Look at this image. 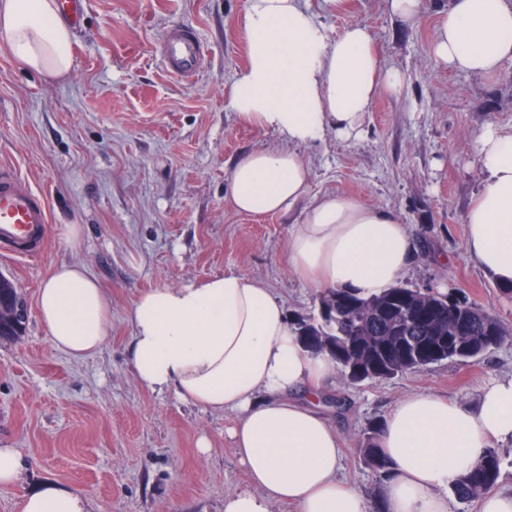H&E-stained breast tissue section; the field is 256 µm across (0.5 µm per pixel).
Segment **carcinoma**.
<instances>
[{
	"label": "carcinoma",
	"instance_id": "carcinoma-1",
	"mask_svg": "<svg viewBox=\"0 0 512 512\" xmlns=\"http://www.w3.org/2000/svg\"><path fill=\"white\" fill-rule=\"evenodd\" d=\"M332 294L331 290L323 292L318 313L302 317L292 326L312 353L334 337H362L367 347L389 363V369L367 375V381L423 371L443 361L474 362L512 335L498 316L451 291L397 285L385 293L362 297L341 290L339 295L345 301L334 309L330 308ZM380 426L379 422L368 425L359 455L382 483L390 466L378 448ZM501 465L499 452L485 449L480 462L451 485L454 496L464 504L480 499L496 485Z\"/></svg>",
	"mask_w": 512,
	"mask_h": 512
}]
</instances>
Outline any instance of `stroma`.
<instances>
[{
    "instance_id": "stroma-1",
    "label": "stroma",
    "mask_w": 512,
    "mask_h": 512,
    "mask_svg": "<svg viewBox=\"0 0 512 512\" xmlns=\"http://www.w3.org/2000/svg\"><path fill=\"white\" fill-rule=\"evenodd\" d=\"M86 3L66 75L25 71L0 44V164L51 208L41 256L0 253V275L14 280L28 306L22 334L0 337V448L23 459L17 479L0 486V512H20L46 481L81 492L92 512H224L225 494L249 486L230 436L238 414L142 387L129 358L130 311L141 291L236 272L270 288L288 318L316 313L319 291L288 264V240L306 206L246 215L227 197L234 162L278 141L229 103L247 61L248 0ZM305 5L329 37L365 26L384 64L403 76L398 94L378 91L357 135L330 131L301 147L309 200L340 194L392 211L415 244L400 284L456 289L512 325V295L470 258L465 224L483 183L479 134L489 126L512 131V61L492 77L439 64L432 43L450 0H419L411 22L390 0ZM181 24L194 26L208 49L192 83L163 62V38ZM61 224L81 225L79 248L60 241ZM62 262L92 271L110 299L111 336L82 360L54 347L37 312V291ZM509 376L512 340L469 365L445 361L358 386L333 374L315 407L340 438L339 479L377 512L382 486L358 453L369 423L407 394L470 405L482 387ZM336 396L345 400L339 411L328 403Z\"/></svg>"
}]
</instances>
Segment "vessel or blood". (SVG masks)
<instances>
[{
	"label": "vessel or blood",
	"mask_w": 512,
	"mask_h": 512,
	"mask_svg": "<svg viewBox=\"0 0 512 512\" xmlns=\"http://www.w3.org/2000/svg\"><path fill=\"white\" fill-rule=\"evenodd\" d=\"M167 71L193 82L204 67L206 52L194 27L171 29L162 46ZM50 211L46 198L11 168L0 167V249L23 259L42 253Z\"/></svg>",
	"instance_id": "1"
}]
</instances>
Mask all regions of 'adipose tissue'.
Segmentation results:
<instances>
[{
    "instance_id": "1",
    "label": "adipose tissue",
    "mask_w": 512,
    "mask_h": 512,
    "mask_svg": "<svg viewBox=\"0 0 512 512\" xmlns=\"http://www.w3.org/2000/svg\"><path fill=\"white\" fill-rule=\"evenodd\" d=\"M243 29L248 58L230 104L252 126L277 133V145L234 164L229 199L245 214L289 210L309 193L298 148L327 130L358 132L379 86L397 91L400 74L384 68L361 25L329 37L302 0H248ZM0 42L31 71L58 77L72 68V33L54 0H0ZM433 56L442 65L495 74L512 60V0H452L436 26ZM477 162L484 186L465 216L471 258L496 281L512 284V132L486 128ZM413 255L407 225L390 211L340 195L306 209L288 240V261L313 287L364 296L391 288ZM37 305L52 344L81 359L110 337L108 296L83 266L56 265ZM130 360L137 382L173 391L204 410L237 412L235 452L251 489L224 497V512H366L362 496L338 480V436L314 405L289 397L333 370L311 355L283 306L242 273L138 294ZM512 438V378L484 387L475 406L425 393L403 397L386 417L378 446L391 462L387 512H448L441 496L480 460L489 439ZM21 512H90L78 491L54 482L27 495Z\"/></svg>"
}]
</instances>
